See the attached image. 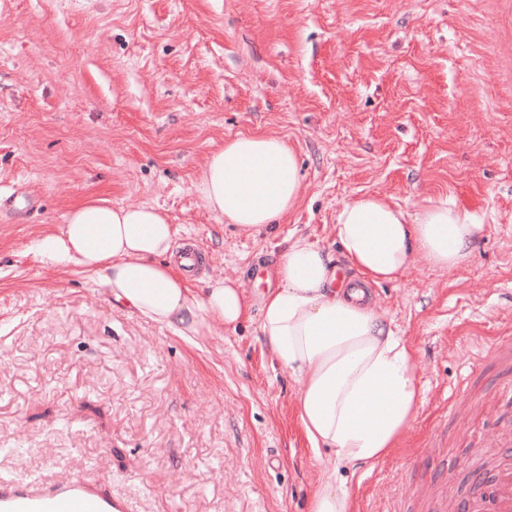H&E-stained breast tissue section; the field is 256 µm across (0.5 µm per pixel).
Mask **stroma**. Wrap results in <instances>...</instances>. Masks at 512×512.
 <instances>
[{
    "instance_id": "stroma-1",
    "label": "stroma",
    "mask_w": 512,
    "mask_h": 512,
    "mask_svg": "<svg viewBox=\"0 0 512 512\" xmlns=\"http://www.w3.org/2000/svg\"><path fill=\"white\" fill-rule=\"evenodd\" d=\"M298 155L302 191L272 234L221 222L195 190L240 134ZM483 216L466 263L416 260L372 287L417 365L419 405L382 463L336 468L270 363L259 308L287 236L339 255L342 204ZM88 199L158 206L241 284L249 317L182 336L30 247ZM512 336V0H0V481L84 477L127 512H309L320 477L359 512H427L430 491L491 482L512 400L482 423ZM456 413H449V404Z\"/></svg>"
}]
</instances>
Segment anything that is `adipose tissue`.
Masks as SVG:
<instances>
[{"label":"adipose tissue","mask_w":512,"mask_h":512,"mask_svg":"<svg viewBox=\"0 0 512 512\" xmlns=\"http://www.w3.org/2000/svg\"><path fill=\"white\" fill-rule=\"evenodd\" d=\"M195 188L225 223L271 231L301 195L296 152L274 135L236 136L208 156ZM334 230L349 286L337 287L329 252L290 237L275 260L277 286L263 298L259 330L272 362L300 385L297 415L312 449L356 469L398 447L419 404L411 349L368 302V288L397 280L420 258L442 269L463 265L485 226L445 198L412 213L367 195L338 209ZM175 235L160 208L97 199L74 206L34 250L42 262L89 274L114 302L180 335H203L214 322L238 325L248 310L240 284L211 279L194 287V260L176 252ZM354 509L335 476L311 494L309 512Z\"/></svg>","instance_id":"adipose-tissue-1"}]
</instances>
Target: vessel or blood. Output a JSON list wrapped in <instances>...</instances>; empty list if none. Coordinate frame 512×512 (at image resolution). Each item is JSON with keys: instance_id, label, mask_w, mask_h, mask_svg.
<instances>
[{"instance_id": "b4317fda", "label": "vessel or blood", "mask_w": 512, "mask_h": 512, "mask_svg": "<svg viewBox=\"0 0 512 512\" xmlns=\"http://www.w3.org/2000/svg\"><path fill=\"white\" fill-rule=\"evenodd\" d=\"M504 397L512 399V378L500 379L495 390L485 394L486 414H493ZM434 499V512H512V466L504 465L499 479L476 492L466 506L449 498L443 487ZM0 512H125V507L86 480L44 485L18 479L0 483Z\"/></svg>"}]
</instances>
